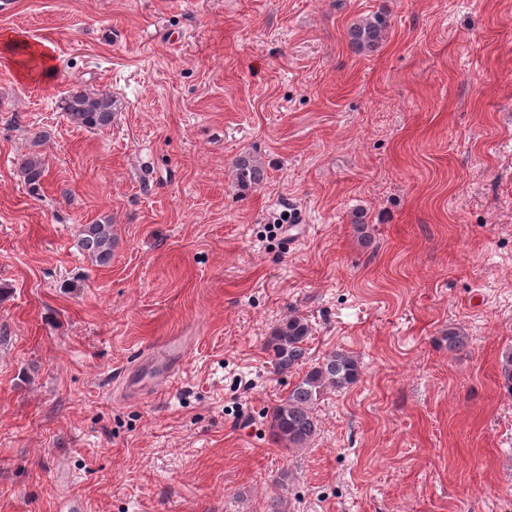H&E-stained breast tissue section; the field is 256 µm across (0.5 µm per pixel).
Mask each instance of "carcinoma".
<instances>
[{
	"instance_id": "cac0c4a2",
	"label": "carcinoma",
	"mask_w": 512,
	"mask_h": 512,
	"mask_svg": "<svg viewBox=\"0 0 512 512\" xmlns=\"http://www.w3.org/2000/svg\"><path fill=\"white\" fill-rule=\"evenodd\" d=\"M388 28L386 19L375 15L350 26L348 35L352 42L365 49L376 47ZM116 102L108 93L74 90L65 101V112L71 123L86 128H103L112 123ZM238 176L243 186H258L264 180L261 166L249 159L237 163ZM27 180L35 184L45 172L44 163L29 157L21 167ZM77 245L81 251L100 266L110 263L115 239L112 225L84 224L81 226ZM312 327L304 317L294 315L282 321L271 332L268 347L273 352L272 362L277 372L284 374L301 366L306 360L307 340ZM361 374L357 356L344 350H333L321 361L310 366L277 404L270 414L272 440L293 452L306 448L318 431L316 408L330 391L339 392L355 384ZM502 387L512 394V349L502 352L499 363Z\"/></svg>"
}]
</instances>
